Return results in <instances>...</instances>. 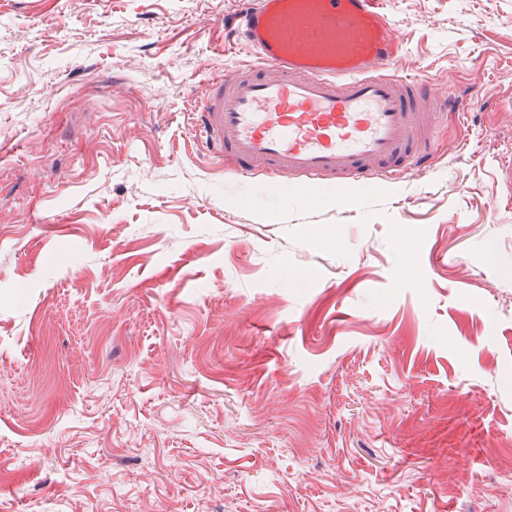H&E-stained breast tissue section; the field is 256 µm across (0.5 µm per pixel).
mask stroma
<instances>
[{
  "instance_id": "stroma-1",
  "label": "stroma",
  "mask_w": 512,
  "mask_h": 512,
  "mask_svg": "<svg viewBox=\"0 0 512 512\" xmlns=\"http://www.w3.org/2000/svg\"><path fill=\"white\" fill-rule=\"evenodd\" d=\"M237 8L0 0V512H512V0H384L482 106L309 207L186 133Z\"/></svg>"
}]
</instances>
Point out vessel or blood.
<instances>
[{"instance_id":"1","label":"vessel or blood","mask_w":512,"mask_h":512,"mask_svg":"<svg viewBox=\"0 0 512 512\" xmlns=\"http://www.w3.org/2000/svg\"><path fill=\"white\" fill-rule=\"evenodd\" d=\"M254 58L211 80L192 134L225 169L294 182L382 186L433 167L437 122L460 102L401 72L383 0H244L234 20Z\"/></svg>"}]
</instances>
